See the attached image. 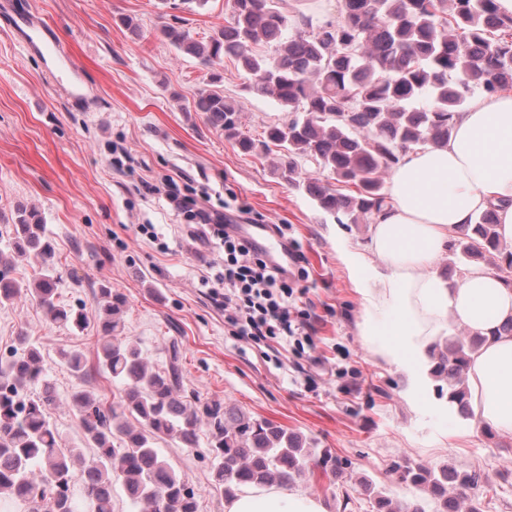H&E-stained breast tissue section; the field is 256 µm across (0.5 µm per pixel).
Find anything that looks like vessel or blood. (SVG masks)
<instances>
[{
    "label": "vessel or blood",
    "mask_w": 512,
    "mask_h": 512,
    "mask_svg": "<svg viewBox=\"0 0 512 512\" xmlns=\"http://www.w3.org/2000/svg\"><path fill=\"white\" fill-rule=\"evenodd\" d=\"M14 29L30 51L51 62L52 72L65 76L67 98L72 105L85 107L89 99L84 92L83 72L73 59L61 50L52 30L43 25L37 17L24 13L15 16ZM245 231L252 245L265 252L275 266L283 269L288 267L291 261L289 248L286 243L273 236L269 225L249 224L246 225Z\"/></svg>",
    "instance_id": "1"
}]
</instances>
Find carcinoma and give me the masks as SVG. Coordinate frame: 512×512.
<instances>
[{
    "label": "carcinoma",
    "mask_w": 512,
    "mask_h": 512,
    "mask_svg": "<svg viewBox=\"0 0 512 512\" xmlns=\"http://www.w3.org/2000/svg\"><path fill=\"white\" fill-rule=\"evenodd\" d=\"M230 11V21L205 41L173 25L163 26L160 36L211 68L234 58L251 88L275 100L289 119L268 127L257 142L240 134V109L224 93L200 90L189 107L204 113L245 153L278 148L281 177L340 224L367 222L381 211L384 175L399 152L448 142L467 93L476 87L485 94L512 88V16L500 15L496 0H343L341 19L318 28L306 17L290 18L278 0H230ZM261 42L271 49L269 55L253 52ZM300 159L353 185L355 194L302 172ZM497 227L490 212L477 216L470 232L450 247L448 272L496 257L498 271L511 285L512 251ZM12 248L40 261L43 273L21 284L5 274L10 260L0 253V304L30 296L52 322L84 328L82 314L57 302L54 250L42 236L37 211L17 209ZM100 292L105 317L98 365L122 385L123 395L109 405L84 392L72 397L95 453L86 461L75 449L66 453L59 447L48 419L55 388L39 350L22 334L21 352L0 361V495L25 512L45 507L75 512L71 483L73 460L79 459L90 512H111L116 482L136 512H198L193 491L159 457L154 441L166 436L194 448L202 427L208 431L216 482L227 498L246 488L291 485L311 473V465L334 463L301 435L229 409L219 399L185 402L178 350L172 349L165 370L150 368L137 342L116 340L123 296L106 287ZM483 342L461 333L448 337L435 355L438 394H447L448 404L462 416L471 414L467 367ZM60 356L75 373H86L80 352L63 349ZM130 416L138 425L129 424ZM395 470L434 507L404 505L364 479L360 488L371 495L370 512H482L479 497L488 481L475 469L406 462Z\"/></svg>",
    "instance_id": "obj_1"
}]
</instances>
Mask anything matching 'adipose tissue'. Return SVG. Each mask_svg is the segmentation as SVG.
I'll use <instances>...</instances> for the list:
<instances>
[{
  "label": "adipose tissue",
  "instance_id": "adipose-tissue-1",
  "mask_svg": "<svg viewBox=\"0 0 512 512\" xmlns=\"http://www.w3.org/2000/svg\"><path fill=\"white\" fill-rule=\"evenodd\" d=\"M383 211L369 227L365 252L337 240L336 252L363 306L360 334L372 354L409 381V399L426 404L430 350L454 326L485 336L467 384L475 428L512 436V287L481 266L455 281L437 265L475 217L495 211L512 244V94L475 99L457 117L444 146L401 152ZM224 512H325L320 499L286 489L247 491Z\"/></svg>",
  "mask_w": 512,
  "mask_h": 512
}]
</instances>
